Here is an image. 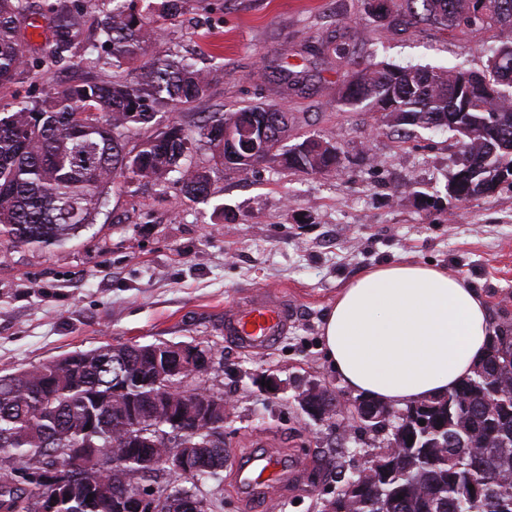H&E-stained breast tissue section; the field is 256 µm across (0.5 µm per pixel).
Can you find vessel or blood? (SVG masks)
<instances>
[{
    "instance_id": "b4317fda",
    "label": "vessel or blood",
    "mask_w": 512,
    "mask_h": 512,
    "mask_svg": "<svg viewBox=\"0 0 512 512\" xmlns=\"http://www.w3.org/2000/svg\"><path fill=\"white\" fill-rule=\"evenodd\" d=\"M288 329V308L278 294L266 293L248 309L233 311L224 318V332L248 349L272 346ZM288 470L276 458L254 456L241 472V483L251 490L287 483Z\"/></svg>"
}]
</instances>
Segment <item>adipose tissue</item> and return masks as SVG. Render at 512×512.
Returning <instances> with one entry per match:
<instances>
[{
	"instance_id": "ef3b65f1",
	"label": "adipose tissue",
	"mask_w": 512,
	"mask_h": 512,
	"mask_svg": "<svg viewBox=\"0 0 512 512\" xmlns=\"http://www.w3.org/2000/svg\"><path fill=\"white\" fill-rule=\"evenodd\" d=\"M493 334L478 288L414 262L378 265L347 282L321 327L344 385L398 407L448 395L485 358Z\"/></svg>"
}]
</instances>
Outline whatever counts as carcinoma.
<instances>
[{
  "label": "carcinoma",
  "instance_id": "cac0c4a2",
  "mask_svg": "<svg viewBox=\"0 0 512 512\" xmlns=\"http://www.w3.org/2000/svg\"><path fill=\"white\" fill-rule=\"evenodd\" d=\"M182 0H160L149 9L174 18ZM398 16L405 24L417 17L448 28L463 26L479 33L498 25L501 43L512 45V0H485L480 17L470 14L471 0H405ZM138 0H102L98 37L109 47L112 67L133 70L146 43L154 36ZM26 0H0V85L24 74L47 77L79 63L74 38L84 26L81 10L50 3L31 18L49 20L47 47L28 55L18 21ZM312 55L333 54L343 60L350 50L333 38L306 45ZM141 68V78H117L106 83L59 85L35 102L0 106V237L18 246H50L70 240L80 228L93 224L106 196L119 178L158 181L172 171L181 174L184 192L205 197L210 171L189 159L191 138L179 124L144 141L137 151L126 150L127 133L150 124L163 103L187 107L201 101L209 87L208 74L185 57L167 55ZM512 74V55L487 65L491 82ZM462 69L429 70L371 63L347 73L341 101L349 106H374L392 96L393 126L433 127L448 118L449 97L465 80ZM460 123L472 137L458 172L474 167L512 169V84L495 100L476 95L458 104ZM252 117L266 126L264 153L276 159L286 153L292 130L286 108L276 104L248 105L198 127L199 140L212 145L225 164L246 171L233 156L249 157L242 147L224 148V125ZM304 173L336 170V157L317 153L285 164ZM479 196L471 183L457 182L450 197L456 201ZM102 345L76 351L16 372L0 374V512H37L39 498L48 493L33 478L44 467L71 465L70 451L82 448L93 457L92 474L103 493L92 498L60 491L50 501L53 512H113L112 493L130 488L149 496L154 488L167 491L163 512H180L191 497L199 512H217L218 498L204 491L224 467V417L207 425L187 416L166 426L158 416L152 358L168 352V343ZM185 375L167 377L169 406L179 411L187 397L203 387L184 390ZM512 382V336L497 329L486 358L446 398L416 405L422 421L395 422L390 408L362 398L379 420L362 428L385 433L398 444L383 474L359 473L346 482L325 512H512V388L493 395L489 387ZM135 412L131 427L129 411ZM200 449L201 469L192 476L164 466L149 468L136 456H121L127 448Z\"/></svg>",
  "mask_w": 512,
  "mask_h": 512
}]
</instances>
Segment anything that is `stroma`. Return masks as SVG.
I'll return each mask as SVG.
<instances>
[{
  "instance_id": "obj_1",
  "label": "stroma",
  "mask_w": 512,
  "mask_h": 512,
  "mask_svg": "<svg viewBox=\"0 0 512 512\" xmlns=\"http://www.w3.org/2000/svg\"><path fill=\"white\" fill-rule=\"evenodd\" d=\"M80 3L88 24L77 52L101 64L21 76L0 88V102L111 80L109 50L95 44L91 26L101 0ZM158 26L146 60L190 58L208 73V92L194 106L160 108L152 125L128 134L127 149L174 122L192 134L205 117L280 104L291 142L331 143L341 165L306 174L267 161L244 172L197 141L191 160L211 171L207 198L186 195L176 171L157 182L121 178L96 222L65 244L17 246L0 237V371L105 344L206 346L215 361L205 383L233 404L224 467L207 484L222 502L218 512H320L339 477L388 444L385 434L358 432L353 415L321 423L296 400L311 382L355 399L321 350L324 313L342 285L386 262L442 266L482 291L494 326L512 327V187L451 199L448 181L462 160L456 133L400 129L344 106L346 73L370 62L480 72L500 31L475 35L427 21L400 31L376 16L371 0H184L177 22ZM330 34L348 45L351 63L304 53L309 38ZM289 70L304 72L302 85L292 86ZM265 289L287 300L288 330L267 349L243 348L225 335L224 315ZM266 373L281 381L278 395L257 385ZM263 453L301 466L302 480L269 495L244 489L239 469Z\"/></svg>"
}]
</instances>
